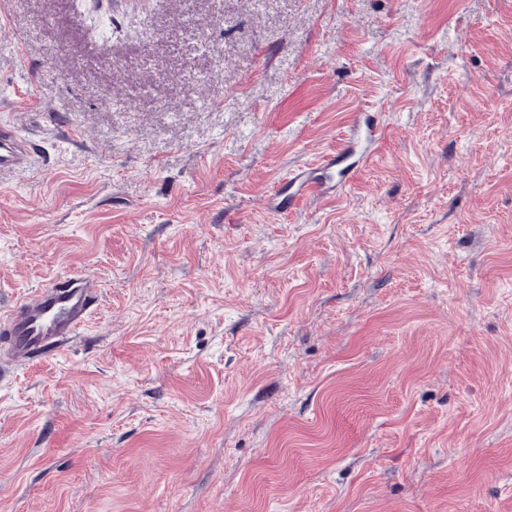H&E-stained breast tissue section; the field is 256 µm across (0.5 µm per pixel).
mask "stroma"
<instances>
[{"label":"stroma","mask_w":512,"mask_h":512,"mask_svg":"<svg viewBox=\"0 0 512 512\" xmlns=\"http://www.w3.org/2000/svg\"><path fill=\"white\" fill-rule=\"evenodd\" d=\"M384 128L349 181L267 207ZM0 512H512V0H8ZM35 150L24 130L11 121L0 122V177L23 176L35 166ZM101 297L96 278L81 272L56 276L0 311V346L21 367L75 341Z\"/></svg>","instance_id":"obj_1"}]
</instances>
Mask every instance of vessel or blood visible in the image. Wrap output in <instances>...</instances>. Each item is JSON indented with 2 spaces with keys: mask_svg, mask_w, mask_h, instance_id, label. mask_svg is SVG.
<instances>
[{
  "mask_svg": "<svg viewBox=\"0 0 512 512\" xmlns=\"http://www.w3.org/2000/svg\"><path fill=\"white\" fill-rule=\"evenodd\" d=\"M36 154L24 130L0 122V175L23 176ZM101 297L95 278L81 272L56 276L41 288L15 298L0 311V347L9 364L20 367L75 341Z\"/></svg>",
  "mask_w": 512,
  "mask_h": 512,
  "instance_id": "obj_1",
  "label": "vessel or blood"
}]
</instances>
